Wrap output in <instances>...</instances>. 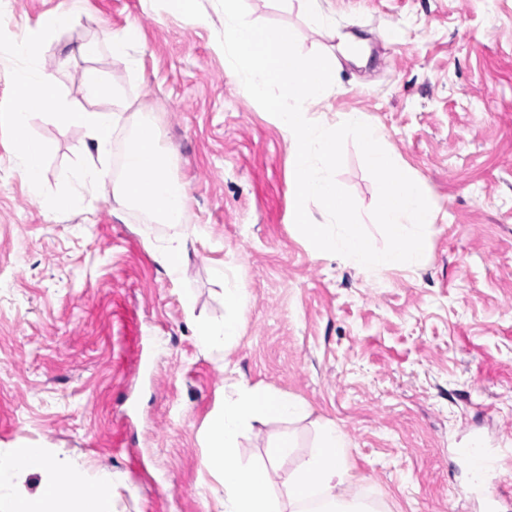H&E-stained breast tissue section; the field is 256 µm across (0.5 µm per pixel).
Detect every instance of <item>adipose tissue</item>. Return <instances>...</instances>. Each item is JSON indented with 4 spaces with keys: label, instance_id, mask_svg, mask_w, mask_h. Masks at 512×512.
Segmentation results:
<instances>
[{
    "label": "adipose tissue",
    "instance_id": "ef3b65f1",
    "mask_svg": "<svg viewBox=\"0 0 512 512\" xmlns=\"http://www.w3.org/2000/svg\"><path fill=\"white\" fill-rule=\"evenodd\" d=\"M85 11L86 0H67L61 11L45 17L16 46L22 66L16 73L18 105L10 121L21 149L13 156V168L35 200L44 199L43 148L30 137L31 121L38 115L60 125L78 126L85 140L76 162L60 172L62 190L48 199L50 206L70 210L93 198H109L118 209L133 208L154 222L179 228L188 210L187 184L173 176V154L159 147L150 118L142 114L134 122L122 153V177L112 180V138L128 109L122 95L99 70L89 68L82 75L86 103L74 106L38 63L45 42L59 28L77 22ZM145 245L174 278L181 273L195 239L179 230L162 240H146ZM213 272L223 287L224 319L197 322L194 335L203 350L223 351L239 334L249 293L234 268L220 264ZM308 413V406L297 398L249 385L214 409L205 425L208 451L203 467L223 488L222 494H214L217 512H376L370 501L349 493L361 478L346 460V436L335 422L319 424L312 450L281 487L273 486L270 467L288 457L291 437H280L269 446L266 464L241 461L240 440L253 424L270 419L295 422ZM34 473L40 481L33 489L28 477ZM113 489L110 470H93L44 448L0 452V512H112Z\"/></svg>",
    "mask_w": 512,
    "mask_h": 512
}]
</instances>
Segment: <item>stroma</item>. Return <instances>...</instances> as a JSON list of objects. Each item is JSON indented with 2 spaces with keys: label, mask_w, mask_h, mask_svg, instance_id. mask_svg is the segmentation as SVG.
I'll return each instance as SVG.
<instances>
[{
  "label": "stroma",
  "mask_w": 512,
  "mask_h": 512,
  "mask_svg": "<svg viewBox=\"0 0 512 512\" xmlns=\"http://www.w3.org/2000/svg\"><path fill=\"white\" fill-rule=\"evenodd\" d=\"M63 2L0 0V448L112 469L114 512H214L198 493L211 480L205 422L245 382L302 399L310 415L255 424L243 461H265L276 438L292 435L278 465L287 478L317 423L331 420L363 477L355 493L381 512H491L462 448L474 436L512 448V0H326L337 32L367 40L364 67L286 0H245L254 21L292 30L302 54L335 56L336 91L310 112L329 121L359 112L381 126L385 149L435 206L422 267L374 273L313 253L294 230L289 144L226 76L217 0H199L206 26L169 14L166 0H88L83 18L44 45L42 64L76 105L87 67L121 90L130 108L113 174L137 113L173 149L189 184L187 222L208 232L179 279L142 244L172 234L169 225L103 200L39 205L13 169L14 46ZM131 25L132 60L75 55ZM31 135L46 148L43 191L55 194L84 134L37 118ZM336 180L384 248L371 222L377 184L354 141ZM217 261L250 295L224 355L194 336L195 320L224 317Z\"/></svg>",
  "instance_id": "stroma-1"
}]
</instances>
